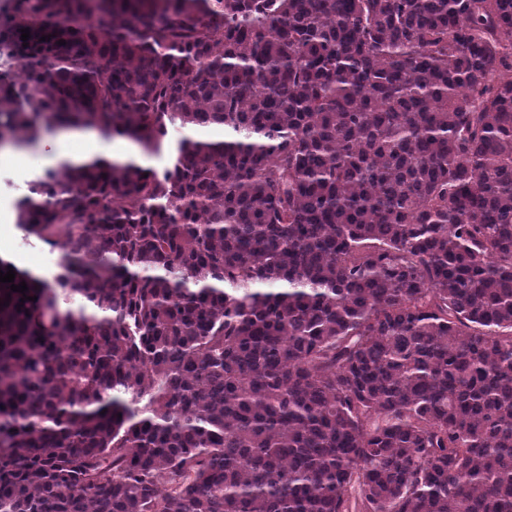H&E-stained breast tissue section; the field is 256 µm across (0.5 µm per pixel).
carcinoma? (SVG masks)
Masks as SVG:
<instances>
[{
	"label": "carcinoma",
	"instance_id": "1",
	"mask_svg": "<svg viewBox=\"0 0 512 512\" xmlns=\"http://www.w3.org/2000/svg\"><path fill=\"white\" fill-rule=\"evenodd\" d=\"M0 73L168 151L15 202L0 512H512V0H14Z\"/></svg>",
	"mask_w": 512,
	"mask_h": 512
}]
</instances>
